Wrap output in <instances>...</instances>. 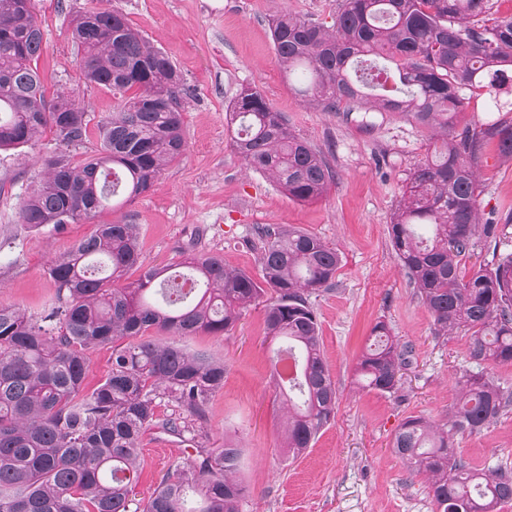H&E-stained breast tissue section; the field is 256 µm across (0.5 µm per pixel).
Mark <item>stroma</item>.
<instances>
[{
	"instance_id": "obj_1",
	"label": "stroma",
	"mask_w": 512,
	"mask_h": 512,
	"mask_svg": "<svg viewBox=\"0 0 512 512\" xmlns=\"http://www.w3.org/2000/svg\"><path fill=\"white\" fill-rule=\"evenodd\" d=\"M338 0H35L42 22L39 70L47 93L73 88L92 121L112 110V95L84 84L76 67L71 21L97 6L122 12L147 41L165 52L190 92L184 99L185 155L168 166L149 193L133 204L107 208L96 218L56 231L23 224L20 205L45 177L43 160L56 145L44 135L34 145L0 150V306L39 317L54 303L51 261L100 224L139 228L142 261L171 266L193 252L220 255L253 277L261 275L260 224L294 226L341 257L333 284L312 294L322 351L336 386V410L311 448L288 454L286 409L275 390L262 308L243 313L224 335L180 338L191 351L224 363V385L207 407L202 444L242 450L238 475L249 488L242 512H436L423 475L392 451L408 417L445 422L457 398L456 382L482 371L512 385V366L476 364L469 334L435 333L434 318L416 294L391 246L389 224L413 169L440 143L399 112L344 117L307 104L297 77L281 68L269 23L281 13L328 23ZM258 88L289 129L320 150L336 173L322 196L290 199L265 176L249 171L232 146L226 113L241 86ZM481 223L498 225L496 243H481L463 260V273L512 252V159L489 153L479 170ZM386 322L411 349L396 393L353 382V366L372 327ZM457 455L478 467L512 472V409L481 432L458 435ZM188 451L179 439L154 431L141 443L137 498H147Z\"/></svg>"
}]
</instances>
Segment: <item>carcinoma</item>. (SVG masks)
<instances>
[{
	"instance_id": "cac0c4a2",
	"label": "carcinoma",
	"mask_w": 512,
	"mask_h": 512,
	"mask_svg": "<svg viewBox=\"0 0 512 512\" xmlns=\"http://www.w3.org/2000/svg\"><path fill=\"white\" fill-rule=\"evenodd\" d=\"M491 9L490 0H341L330 27L285 13L270 33L284 71L306 82L308 104L364 119L368 109L405 112L441 140L408 178L390 224L392 247L437 333L464 328L476 364L512 365V252L461 274L462 260L499 235V225L479 223L475 167L493 149L512 157V118L459 120L465 90L486 92L491 112H512L491 96L512 82V16ZM71 37L80 79L115 99L96 125L99 153L78 164L70 151L88 140L90 120L75 91L46 97L34 0H0V149L28 146L47 131L62 147L20 206L21 222L34 228L77 224L117 198L133 202L186 150L187 89L166 54L116 11L79 14ZM227 116L249 169L296 200L324 193L334 174L321 151L294 135L259 90L242 88ZM255 234L260 283L210 253H192L172 272L145 267L137 225L100 224L51 262L56 302L46 315L0 307V512H241V450L197 444L224 362L164 337L223 335L261 303L266 336L295 364L292 377L276 379L288 403L285 447L294 457L312 447L334 416L336 388L309 296L331 285L340 257L296 227L263 224ZM131 270L140 275L129 282ZM104 344L112 345L111 367L87 391V353ZM409 354L376 323L356 363L358 383L397 392ZM457 386L448 421L407 418L392 450L427 478L437 512H501L512 502V477L458 457L454 438L493 424L512 406V389L482 373L462 375ZM163 402L172 409L162 417ZM148 429L180 438L194 454L135 504Z\"/></svg>"
}]
</instances>
